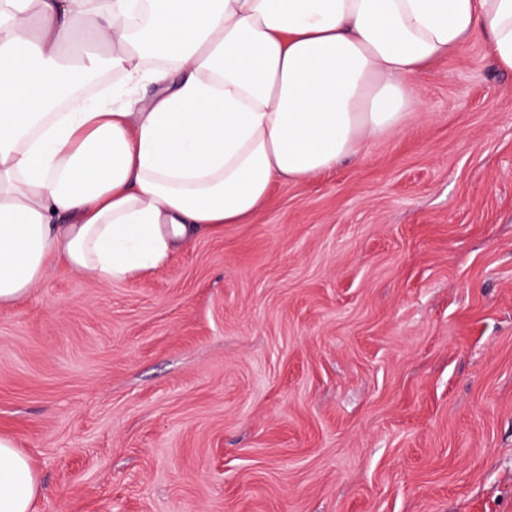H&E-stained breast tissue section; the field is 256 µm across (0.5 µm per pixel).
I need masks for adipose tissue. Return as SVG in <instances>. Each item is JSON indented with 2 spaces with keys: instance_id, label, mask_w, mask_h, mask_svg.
Masks as SVG:
<instances>
[{
  "instance_id": "adipose-tissue-1",
  "label": "adipose tissue",
  "mask_w": 512,
  "mask_h": 512,
  "mask_svg": "<svg viewBox=\"0 0 512 512\" xmlns=\"http://www.w3.org/2000/svg\"><path fill=\"white\" fill-rule=\"evenodd\" d=\"M91 31L105 54L79 53ZM480 37L512 71V0H0V308L48 260L125 280L246 222L399 127L412 79ZM100 69L110 99L56 109ZM38 493L0 436V512Z\"/></svg>"
}]
</instances>
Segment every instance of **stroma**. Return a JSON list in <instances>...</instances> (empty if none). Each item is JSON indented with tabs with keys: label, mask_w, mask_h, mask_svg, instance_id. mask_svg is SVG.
I'll return each instance as SVG.
<instances>
[{
	"label": "stroma",
	"mask_w": 512,
	"mask_h": 512,
	"mask_svg": "<svg viewBox=\"0 0 512 512\" xmlns=\"http://www.w3.org/2000/svg\"><path fill=\"white\" fill-rule=\"evenodd\" d=\"M361 158L0 308L34 512H512V71L477 39Z\"/></svg>",
	"instance_id": "stroma-1"
}]
</instances>
